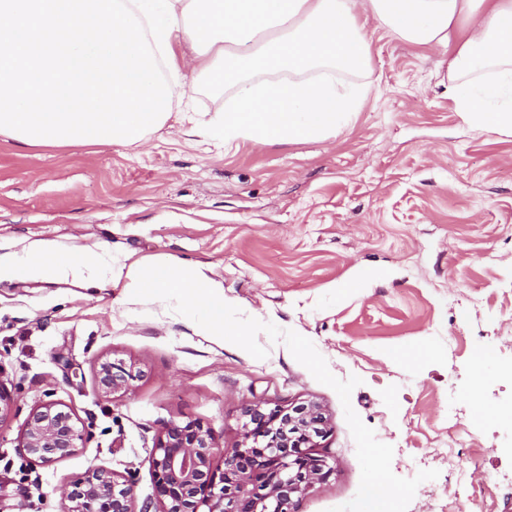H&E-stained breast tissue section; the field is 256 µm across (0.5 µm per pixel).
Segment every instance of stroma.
Returning a JSON list of instances; mask_svg holds the SVG:
<instances>
[{
    "label": "stroma",
    "mask_w": 512,
    "mask_h": 512,
    "mask_svg": "<svg viewBox=\"0 0 512 512\" xmlns=\"http://www.w3.org/2000/svg\"><path fill=\"white\" fill-rule=\"evenodd\" d=\"M370 87L320 141L230 146L186 136L175 113L133 145L35 147L0 138V253L51 240L125 264L204 265L232 336L125 288L0 282V512H60L71 481L105 466L153 493L165 424L210 428L222 456L252 403L317 402L331 476L298 512H364L378 480L399 512H512V137L455 110L444 49L367 23ZM369 276L350 288L352 276ZM397 359H390L392 350ZM131 370L102 393L101 362ZM56 400L90 428L76 456L27 467L32 408ZM451 444V456L438 448ZM466 472L468 484L456 481Z\"/></svg>",
    "instance_id": "1"
}]
</instances>
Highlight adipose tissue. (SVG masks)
Listing matches in <instances>:
<instances>
[{"label":"adipose tissue","instance_id":"obj_1","mask_svg":"<svg viewBox=\"0 0 512 512\" xmlns=\"http://www.w3.org/2000/svg\"><path fill=\"white\" fill-rule=\"evenodd\" d=\"M137 14L168 83L188 66L231 91L223 111L191 134L229 144L323 140L349 122L366 95L336 72L370 65L363 19L415 46L448 49L447 77L470 127L512 136V0H125ZM191 54L177 59L174 45ZM38 278L90 287L124 284L143 299L174 300L208 335L231 334L224 284L172 261L114 265L49 241L0 255V282Z\"/></svg>","mask_w":512,"mask_h":512}]
</instances>
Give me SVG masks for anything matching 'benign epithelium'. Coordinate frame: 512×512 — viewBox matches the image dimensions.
<instances>
[{
    "instance_id": "7a95c632",
    "label": "benign epithelium",
    "mask_w": 512,
    "mask_h": 512,
    "mask_svg": "<svg viewBox=\"0 0 512 512\" xmlns=\"http://www.w3.org/2000/svg\"><path fill=\"white\" fill-rule=\"evenodd\" d=\"M131 373L114 362L100 366L105 394L129 387ZM240 443L213 466L215 435L198 422L166 425L150 460L155 496L138 502L128 481L103 466L77 477L61 512H297V502L333 471L313 452L330 431L321 406L259 402L246 407ZM85 423L68 406L46 401L29 414L18 449L32 465H50L86 447Z\"/></svg>"
}]
</instances>
